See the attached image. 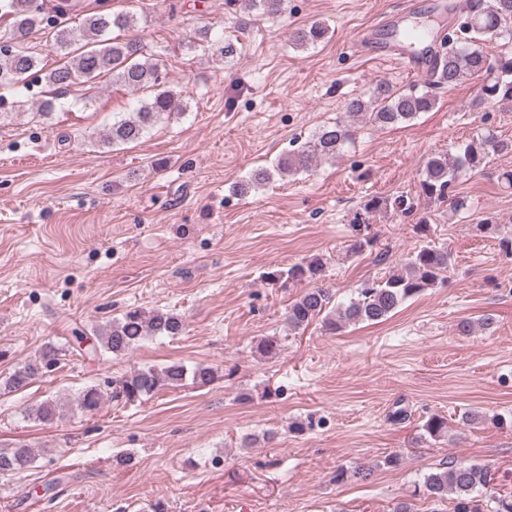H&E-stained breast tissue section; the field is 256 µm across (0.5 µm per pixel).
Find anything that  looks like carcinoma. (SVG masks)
<instances>
[{
    "label": "carcinoma",
    "instance_id": "carcinoma-1",
    "mask_svg": "<svg viewBox=\"0 0 512 512\" xmlns=\"http://www.w3.org/2000/svg\"><path fill=\"white\" fill-rule=\"evenodd\" d=\"M247 13L278 15L285 11L286 0H230ZM75 0H58L54 13L46 12L43 0H0V18L9 19V25L0 32V87L41 84L50 88L44 93L37 110L43 115L55 109L54 101L81 86L84 91L120 85L139 94L135 106L127 115L112 120L101 144L117 146L141 140L151 128L182 105L168 80L164 63L155 57L147 43L140 38L119 41L108 38L110 30L133 29L137 16L130 11H97L87 13L78 27L66 24L65 17L74 13ZM465 21L459 33H448L441 40L439 62L435 78L425 80L407 91H395L384 82L376 84L368 97L357 96L345 104L348 115L372 125L386 128L407 123L422 112L433 109L434 90L452 87L463 79L484 76L470 108L478 109L490 103L512 100V52L497 57L485 53L481 41L503 40L512 43V0H465ZM40 31L46 35L50 47L62 56V62L46 71L33 48L29 36ZM328 27L314 23L290 32L292 45L305 48L323 41ZM194 46L205 54L231 58L238 46L231 40L204 30L197 33ZM353 142V130L345 121L322 127L313 137L296 149L282 155L273 168H256L248 177L233 184L236 193L246 194L251 189L268 183L274 174L309 171L325 158L344 154ZM508 148L493 133H484L470 142L429 157L419 182L418 195L427 201H451L461 209L465 201L452 195L456 180L467 172L485 167L492 154ZM394 211L404 215L415 212V203L404 196L394 198L373 196L363 204V212ZM452 266V253L444 246H421L401 268L389 272L376 281H367L357 288L348 301L331 307L333 293L321 284L324 263L310 261L277 268L265 273L267 284L283 287L288 283L309 282L285 312L292 330L307 328L321 320L322 328L336 334L350 324L378 323L388 319L404 302L444 281ZM493 324L490 316L475 322L462 319L456 325L460 336H470L476 328L487 329ZM185 329L183 317L169 312L148 313L130 308L121 317L101 328L93 336L75 337L77 347L94 357H124L149 339L179 336ZM60 361L59 348L45 346L33 359L17 366L0 379V396L17 392L41 373L54 370ZM217 370L198 364L189 369L181 363L162 367H144L100 385L85 387L77 396L78 406L86 411L97 410L106 399L116 404H134L146 401L165 389L177 390L187 385L205 386L215 380ZM27 414L42 422L57 417V405L49 400L27 409ZM424 434L436 440L448 435V418L433 414L422 425ZM35 462L32 449L25 446L0 450V475L21 473ZM375 466L359 463L342 467L336 480L364 482L374 473ZM493 478L488 466L480 463H462L437 467L423 477L422 491L427 498L442 500L453 494V512H512V495L490 492Z\"/></svg>",
    "mask_w": 512,
    "mask_h": 512
}]
</instances>
